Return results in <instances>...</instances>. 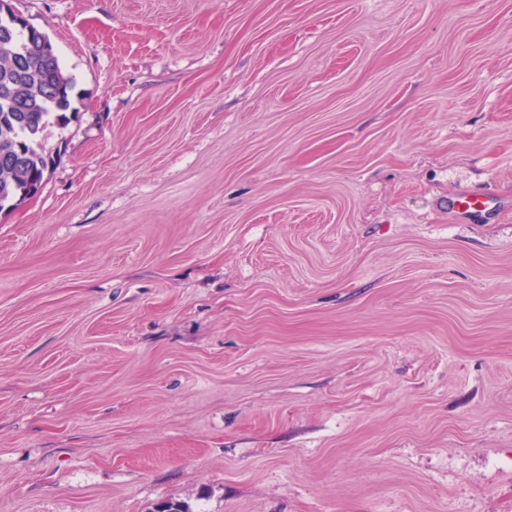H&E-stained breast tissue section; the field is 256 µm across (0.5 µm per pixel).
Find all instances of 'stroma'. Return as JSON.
Instances as JSON below:
<instances>
[{"mask_svg":"<svg viewBox=\"0 0 512 512\" xmlns=\"http://www.w3.org/2000/svg\"><path fill=\"white\" fill-rule=\"evenodd\" d=\"M11 4L0 512H512V0ZM7 4L2 1V11L15 26L0 11V211L42 188L54 162L43 132L51 117L59 125L75 119L72 101L78 94L56 51L44 48L46 34L19 29L26 20Z\"/></svg>","mask_w":512,"mask_h":512,"instance_id":"1","label":"stroma"}]
</instances>
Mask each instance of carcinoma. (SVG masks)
<instances>
[{"label": "carcinoma", "mask_w": 512, "mask_h": 512, "mask_svg": "<svg viewBox=\"0 0 512 512\" xmlns=\"http://www.w3.org/2000/svg\"><path fill=\"white\" fill-rule=\"evenodd\" d=\"M43 36L0 16V211L42 188L54 162L43 139L49 119L66 125L76 117V83Z\"/></svg>", "instance_id": "cac0c4a2"}]
</instances>
